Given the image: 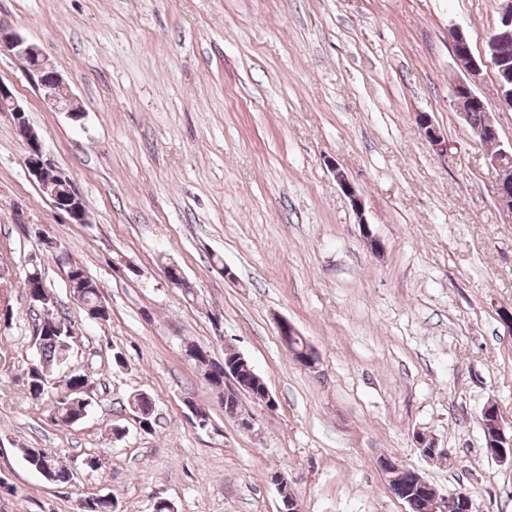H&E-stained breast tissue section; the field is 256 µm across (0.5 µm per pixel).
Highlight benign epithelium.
Masks as SVG:
<instances>
[{"label": "benign epithelium", "instance_id": "benign-epithelium-1", "mask_svg": "<svg viewBox=\"0 0 512 512\" xmlns=\"http://www.w3.org/2000/svg\"><path fill=\"white\" fill-rule=\"evenodd\" d=\"M499 21L497 33L488 41V49L496 68L497 88L501 105L512 111V56L505 47L512 44V0H498ZM452 53L456 63L463 69L464 76L459 80V90L451 96L453 106L462 120L468 119V112L483 103L482 97L475 89L476 77L480 68L474 59L468 38L463 30H452ZM0 53L13 57H32L39 60L38 67L28 73V78L39 91L42 99L58 112H65L73 120L82 118L83 110L74 99L60 100L55 94V86L63 83L49 55L36 43L28 40L16 30L0 24ZM0 110L14 115L17 126L26 127L28 122L25 109L20 104L13 90L0 83ZM417 124L421 134L439 153L448 150V140L435 125L432 117L421 112L417 114ZM25 165L29 177L35 184H40L45 173L53 171L57 179L64 183L68 193L76 198L80 194L65 173L45 152L41 137L37 136L26 142ZM488 163L497 172L495 185V203L501 211L512 216V146L499 147L498 151L487 155ZM336 182L349 199L357 215L363 213L362 199L354 185L339 168H334ZM494 427L497 429L498 443L487 448L488 455L499 463L512 465V429L506 430L500 413H494Z\"/></svg>", "mask_w": 512, "mask_h": 512}]
</instances>
